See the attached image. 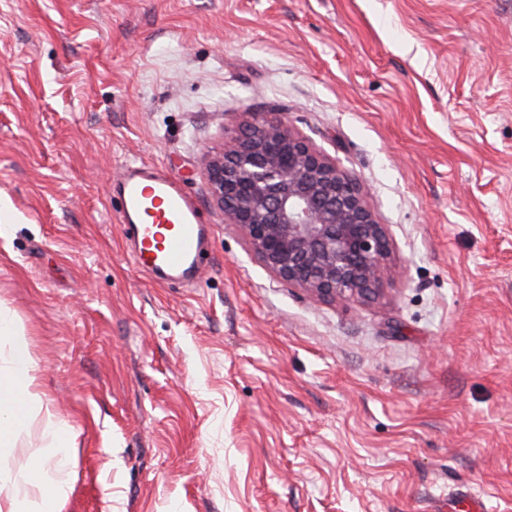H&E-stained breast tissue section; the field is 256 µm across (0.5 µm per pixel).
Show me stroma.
Segmentation results:
<instances>
[{
	"instance_id": "35a3bbf8",
	"label": "stroma",
	"mask_w": 512,
	"mask_h": 512,
	"mask_svg": "<svg viewBox=\"0 0 512 512\" xmlns=\"http://www.w3.org/2000/svg\"><path fill=\"white\" fill-rule=\"evenodd\" d=\"M278 112L394 254L322 302L224 224L206 151ZM213 230L140 273L115 186ZM0 302L75 429L62 512H512V0H0ZM117 195L121 222L134 245L133 262L140 271L161 281L177 277L192 283L203 277L209 226L173 175L128 163Z\"/></svg>"
}]
</instances>
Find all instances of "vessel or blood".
I'll list each match as a JSON object with an SVG mask.
<instances>
[{"mask_svg":"<svg viewBox=\"0 0 512 512\" xmlns=\"http://www.w3.org/2000/svg\"><path fill=\"white\" fill-rule=\"evenodd\" d=\"M119 214L134 245L133 262L164 281L192 283L206 272L209 227L192 198L169 172L131 162L117 186Z\"/></svg>","mask_w":512,"mask_h":512,"instance_id":"1","label":"vessel or blood"}]
</instances>
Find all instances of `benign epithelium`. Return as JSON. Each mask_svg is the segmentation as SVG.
I'll list each match as a JSON object with an SVG mask.
<instances>
[{
  "label": "benign epithelium",
  "mask_w": 512,
  "mask_h": 512,
  "mask_svg": "<svg viewBox=\"0 0 512 512\" xmlns=\"http://www.w3.org/2000/svg\"><path fill=\"white\" fill-rule=\"evenodd\" d=\"M224 224L278 279L320 298L365 303L392 253L359 182L280 113L246 112L238 136L204 155Z\"/></svg>",
  "instance_id": "7a95c632"
}]
</instances>
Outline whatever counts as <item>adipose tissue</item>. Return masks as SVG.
I'll use <instances>...</instances> for the list:
<instances>
[{
	"label": "adipose tissue",
	"mask_w": 512,
	"mask_h": 512,
	"mask_svg": "<svg viewBox=\"0 0 512 512\" xmlns=\"http://www.w3.org/2000/svg\"><path fill=\"white\" fill-rule=\"evenodd\" d=\"M1 338L10 347L0 350V454L38 423L56 460L50 465L38 459L15 469H0V512H61L71 489L67 467L75 446L73 428L45 404L40 369L29 354L25 333L2 306Z\"/></svg>",
	"instance_id": "1"
}]
</instances>
